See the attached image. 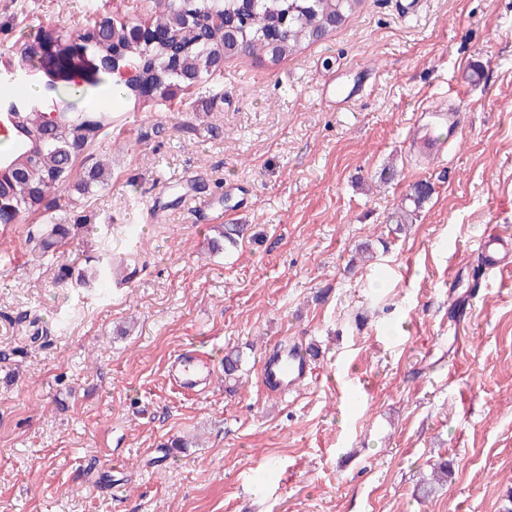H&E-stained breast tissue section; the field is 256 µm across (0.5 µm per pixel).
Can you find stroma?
I'll list each match as a JSON object with an SVG mask.
<instances>
[{
  "instance_id": "35a3bbf8",
  "label": "stroma",
  "mask_w": 512,
  "mask_h": 512,
  "mask_svg": "<svg viewBox=\"0 0 512 512\" xmlns=\"http://www.w3.org/2000/svg\"><path fill=\"white\" fill-rule=\"evenodd\" d=\"M403 5L362 0L324 40L227 59L171 101L114 103L108 78L63 98L113 113L76 158L109 156L112 181L55 212L71 238L43 257L41 211L0 224V512H512V277L478 252L488 225L512 233V0ZM154 9L0 0V54ZM325 74L355 99L329 107ZM461 100L456 136L433 125L445 155L423 157L425 109ZM420 181L413 222L388 223ZM230 209L246 230L213 251ZM113 251L139 253L131 283L59 282ZM284 339L317 355L281 398L258 372ZM190 346L217 366L194 394L168 377ZM441 458L447 484L422 495Z\"/></svg>"
}]
</instances>
